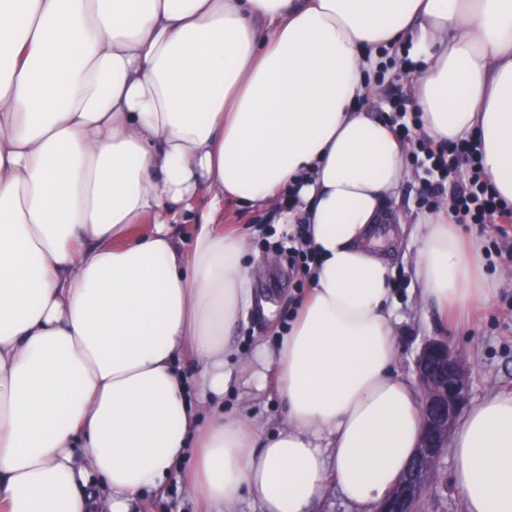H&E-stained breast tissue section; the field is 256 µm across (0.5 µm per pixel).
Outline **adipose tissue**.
<instances>
[{
    "label": "adipose tissue",
    "mask_w": 512,
    "mask_h": 512,
    "mask_svg": "<svg viewBox=\"0 0 512 512\" xmlns=\"http://www.w3.org/2000/svg\"><path fill=\"white\" fill-rule=\"evenodd\" d=\"M401 44L420 133L473 139L512 205V0H0V512H129L176 474L201 512H313L333 486L375 512L422 424L381 253L411 146L358 106ZM290 192L312 288L244 361L260 265L216 225ZM416 225L422 301L488 302L448 207ZM270 370L283 425L225 417L229 384ZM451 450L465 512H512V393Z\"/></svg>",
    "instance_id": "obj_1"
}]
</instances>
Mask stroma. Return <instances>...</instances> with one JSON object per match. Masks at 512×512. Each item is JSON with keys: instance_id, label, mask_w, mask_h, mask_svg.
<instances>
[{"instance_id": "1", "label": "stroma", "mask_w": 512, "mask_h": 512, "mask_svg": "<svg viewBox=\"0 0 512 512\" xmlns=\"http://www.w3.org/2000/svg\"><path fill=\"white\" fill-rule=\"evenodd\" d=\"M409 78L401 68L385 67L379 76L376 98L367 100L366 110L383 118L393 115L395 101L406 98ZM420 162L410 161L409 175L400 188L394 219L415 221L424 212L447 201V194L431 196ZM277 208L258 209L237 203L224 207V231L243 234L249 257L259 260L266 271L254 281L253 305L235 326L231 341L241 358L252 359L260 344L274 343L279 329L291 321L298 302L305 296L303 276L293 266L288 246L299 228L280 221ZM463 233L478 240L485 251L488 269L500 279L494 299L448 320L419 298V285L411 273L414 250L402 245L390 256L394 269V295L397 299L396 326L399 372L414 375V359L429 338L447 340L462 353L471 371V403H478L493 392L512 391V226L500 231L495 224H466ZM228 415L273 425L285 417L284 406L274 385L257 387L246 378L238 379L224 393ZM451 453H444L433 482L426 488V512H464L463 500L452 480ZM197 506L185 483L171 478L164 496H148L134 504L131 512H196Z\"/></svg>"}]
</instances>
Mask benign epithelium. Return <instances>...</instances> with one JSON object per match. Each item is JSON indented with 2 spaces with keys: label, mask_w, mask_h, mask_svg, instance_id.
Returning <instances> with one entry per match:
<instances>
[{
  "label": "benign epithelium",
  "mask_w": 512,
  "mask_h": 512,
  "mask_svg": "<svg viewBox=\"0 0 512 512\" xmlns=\"http://www.w3.org/2000/svg\"><path fill=\"white\" fill-rule=\"evenodd\" d=\"M414 372L422 395L420 441L411 465L379 512H419L422 495L436 475L458 416L470 398V369L446 341L425 342L415 358Z\"/></svg>",
  "instance_id": "7a95c632"
}]
</instances>
